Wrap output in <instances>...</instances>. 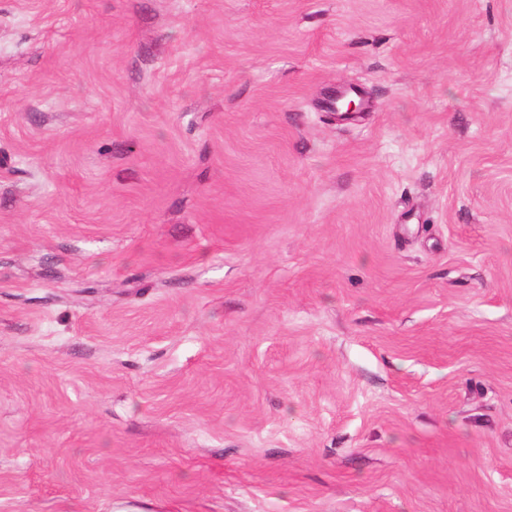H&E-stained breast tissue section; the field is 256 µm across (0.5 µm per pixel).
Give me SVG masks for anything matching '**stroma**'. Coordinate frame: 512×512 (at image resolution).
I'll return each instance as SVG.
<instances>
[{
	"mask_svg": "<svg viewBox=\"0 0 512 512\" xmlns=\"http://www.w3.org/2000/svg\"><path fill=\"white\" fill-rule=\"evenodd\" d=\"M117 505L512 512V0H0V512Z\"/></svg>",
	"mask_w": 512,
	"mask_h": 512,
	"instance_id": "stroma-1",
	"label": "stroma"
}]
</instances>
